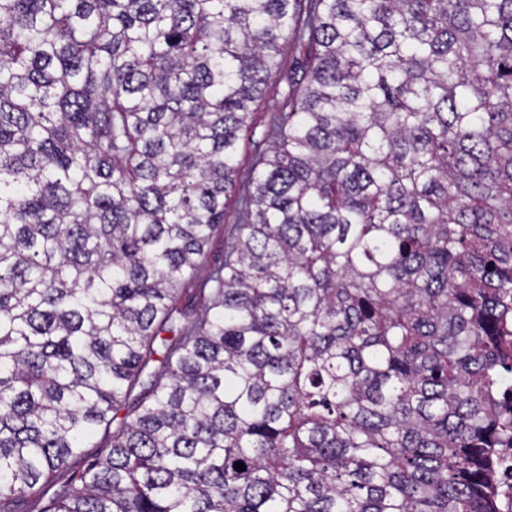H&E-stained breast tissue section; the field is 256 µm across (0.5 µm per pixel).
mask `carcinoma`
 <instances>
[{
    "mask_svg": "<svg viewBox=\"0 0 512 512\" xmlns=\"http://www.w3.org/2000/svg\"><path fill=\"white\" fill-rule=\"evenodd\" d=\"M499 448L512 0H0V512H500ZM300 48L290 40L281 56L278 57L279 69L259 102L254 107L251 117V133L239 147V168L231 200L224 213V224L217 232L210 248L212 257L224 253V243L236 238L241 232L239 211L242 200L253 191V171L257 159L264 155L273 142V130L281 112L288 111L287 84L284 79L294 72L300 62Z\"/></svg>",
    "mask_w": 512,
    "mask_h": 512,
    "instance_id": "1",
    "label": "carcinoma"
}]
</instances>
